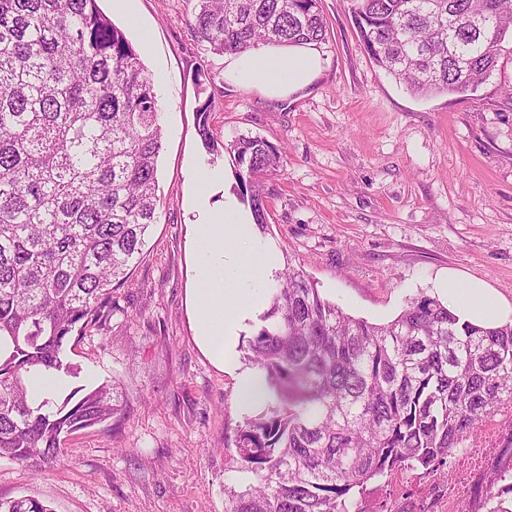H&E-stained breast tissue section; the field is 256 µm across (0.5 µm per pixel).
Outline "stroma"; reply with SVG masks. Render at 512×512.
<instances>
[{"mask_svg":"<svg viewBox=\"0 0 512 512\" xmlns=\"http://www.w3.org/2000/svg\"><path fill=\"white\" fill-rule=\"evenodd\" d=\"M137 48L162 102L160 221L107 329L67 351L76 385H116L119 423L71 435L63 464L34 473L0 458V498L31 496L53 512H224L236 462L227 446L242 419V348L217 369L197 347L188 291L198 255L190 227L224 209L235 161L210 159L196 110L212 100L215 137L258 136L279 149L266 232L267 297L292 263L345 313L392 321L413 298L440 297L449 270L485 280L512 303V107L492 76L476 92L420 97L367 55L345 0H322L323 68L284 99L224 75L223 56L191 28L197 0H98ZM215 82L199 88L196 70Z\"/></svg>","mask_w":512,"mask_h":512,"instance_id":"stroma-1","label":"stroma"}]
</instances>
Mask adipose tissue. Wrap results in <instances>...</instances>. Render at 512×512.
<instances>
[{"mask_svg":"<svg viewBox=\"0 0 512 512\" xmlns=\"http://www.w3.org/2000/svg\"><path fill=\"white\" fill-rule=\"evenodd\" d=\"M322 69V57L312 45L274 47L261 45L241 54L224 57V74L236 85L260 88L270 98H285L308 87ZM250 216L233 199H225L224 210L208 223L191 227L199 254L195 286L190 291L195 318L196 341L215 367H223L237 337L236 328L244 315L258 304L250 283L260 268L247 265L236 241L247 239ZM441 287L448 307L472 324L493 327L512 319V304L493 287L449 273Z\"/></svg>","mask_w":512,"mask_h":512,"instance_id":"adipose-tissue-1","label":"adipose tissue"}]
</instances>
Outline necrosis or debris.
I'll return each mask as SVG.
<instances>
[{"label": "necrosis or debris", "mask_w": 512, "mask_h": 512, "mask_svg": "<svg viewBox=\"0 0 512 512\" xmlns=\"http://www.w3.org/2000/svg\"><path fill=\"white\" fill-rule=\"evenodd\" d=\"M512 430V406L499 408L480 432L467 438L445 478L419 479L396 472L379 491V499L413 512H488L489 477L512 482V448L504 435Z\"/></svg>", "instance_id": "necrosis-or-debris-1"}]
</instances>
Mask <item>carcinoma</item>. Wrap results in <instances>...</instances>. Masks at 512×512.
<instances>
[{"instance_id":"1","label":"carcinoma","mask_w":512,"mask_h":512,"mask_svg":"<svg viewBox=\"0 0 512 512\" xmlns=\"http://www.w3.org/2000/svg\"><path fill=\"white\" fill-rule=\"evenodd\" d=\"M321 2L198 0L193 31L216 54L318 46ZM346 2L369 58L415 95L475 91L512 65V0ZM211 107L197 110L203 148L233 155L234 192L263 233L281 154L257 136L218 141ZM160 113L138 50L98 0H0V458L50 468L68 436L119 414L107 385L34 408L26 377L76 376L73 336L120 311L114 293L160 221ZM260 321L246 349L264 406L236 425L225 512H364L369 484L447 472L512 401V323L477 327L427 295L372 324L289 265ZM0 512L52 510L19 497Z\"/></svg>"}]
</instances>
